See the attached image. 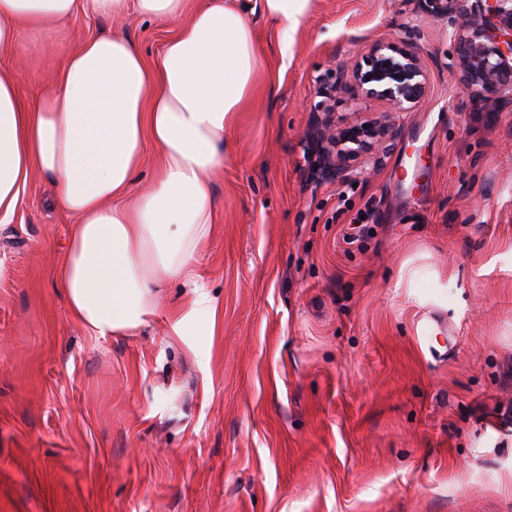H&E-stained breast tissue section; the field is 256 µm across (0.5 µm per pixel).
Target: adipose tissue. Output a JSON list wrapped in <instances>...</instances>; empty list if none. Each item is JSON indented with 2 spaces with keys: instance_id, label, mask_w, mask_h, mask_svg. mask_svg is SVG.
Segmentation results:
<instances>
[{
  "instance_id": "1",
  "label": "adipose tissue",
  "mask_w": 512,
  "mask_h": 512,
  "mask_svg": "<svg viewBox=\"0 0 512 512\" xmlns=\"http://www.w3.org/2000/svg\"><path fill=\"white\" fill-rule=\"evenodd\" d=\"M311 0H260L287 55ZM182 18L155 63L128 38L92 36L54 88L32 104L0 72V216L20 204L31 172L52 179L72 217L54 277L71 315L94 335L135 332L157 306V287L182 280L215 317L195 259L211 231V182L224 168V134L253 94L262 67L248 9L235 0H0V47L76 10ZM152 143L147 188L133 175Z\"/></svg>"
}]
</instances>
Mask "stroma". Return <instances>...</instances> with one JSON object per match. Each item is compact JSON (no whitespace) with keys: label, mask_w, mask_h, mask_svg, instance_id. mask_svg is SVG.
Masks as SVG:
<instances>
[{"label":"stroma","mask_w":512,"mask_h":512,"mask_svg":"<svg viewBox=\"0 0 512 512\" xmlns=\"http://www.w3.org/2000/svg\"><path fill=\"white\" fill-rule=\"evenodd\" d=\"M250 21L263 69L198 256L214 325L175 335L177 281L137 334L75 321L46 177L0 223V512H512V106L468 97L425 0H313L285 57ZM179 24L79 10L0 69L34 101L84 38L153 61ZM387 38L419 48L426 100L365 178L320 179L312 109L387 113L339 82Z\"/></svg>","instance_id":"stroma-1"}]
</instances>
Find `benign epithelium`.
Segmentation results:
<instances>
[{
    "instance_id": "7a95c632",
    "label": "benign epithelium",
    "mask_w": 512,
    "mask_h": 512,
    "mask_svg": "<svg viewBox=\"0 0 512 512\" xmlns=\"http://www.w3.org/2000/svg\"><path fill=\"white\" fill-rule=\"evenodd\" d=\"M432 12L446 13L454 24L453 57L463 88L474 100L493 98L512 103V0H492L487 13L469 14L464 0H428ZM365 100L388 105L395 112H415L425 101L428 73L418 52L399 39L378 40L345 68ZM319 130L313 143L315 173L322 179L349 180L364 172V160L385 150L393 124H339L317 109Z\"/></svg>"
}]
</instances>
